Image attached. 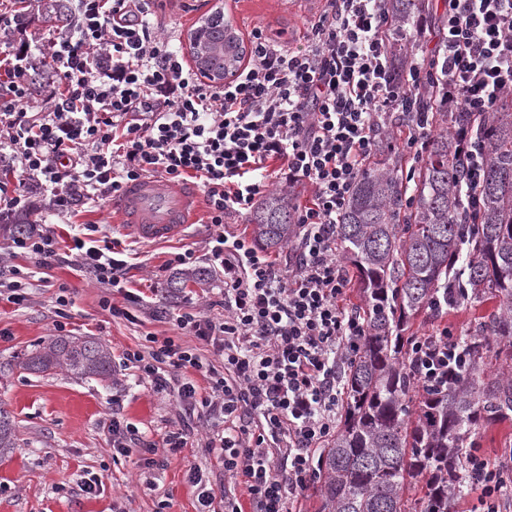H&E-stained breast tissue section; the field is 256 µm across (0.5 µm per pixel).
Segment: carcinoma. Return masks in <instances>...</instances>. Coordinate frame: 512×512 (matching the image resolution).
<instances>
[{
  "label": "carcinoma",
  "mask_w": 512,
  "mask_h": 512,
  "mask_svg": "<svg viewBox=\"0 0 512 512\" xmlns=\"http://www.w3.org/2000/svg\"><path fill=\"white\" fill-rule=\"evenodd\" d=\"M396 29L407 33L429 12L427 0H384ZM68 0H51L48 20L66 23ZM204 50L196 66L215 76L237 69L247 49L219 13L191 34ZM431 123L464 127L484 148L475 223L463 215L461 154L454 134L429 140L419 168L404 178L400 156L379 158L353 186L336 225L341 259L354 270L365 321L343 376L336 434L323 449L313 483L317 512H454L473 479L467 466L477 436L512 418V94L492 112H450L434 102ZM293 194H265L250 215L255 238L278 249L294 236ZM14 236L36 231L27 208L0 213ZM498 300L496 310L462 336L466 368L448 386L414 381L412 320L449 308ZM501 362L487 371L489 359ZM32 373L64 369L81 378H112L111 348L92 338L51 336L24 355ZM16 447L11 414L0 406V455ZM416 484L423 495L406 498Z\"/></svg>",
  "instance_id": "obj_1"
}]
</instances>
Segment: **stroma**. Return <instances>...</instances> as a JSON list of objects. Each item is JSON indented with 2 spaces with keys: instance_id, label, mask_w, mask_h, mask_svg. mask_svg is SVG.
Listing matches in <instances>:
<instances>
[{
  "instance_id": "35a3bbf8",
  "label": "stroma",
  "mask_w": 512,
  "mask_h": 512,
  "mask_svg": "<svg viewBox=\"0 0 512 512\" xmlns=\"http://www.w3.org/2000/svg\"><path fill=\"white\" fill-rule=\"evenodd\" d=\"M199 2L163 0L158 5V19L176 47H185L197 27ZM222 2L225 16L241 33L260 25L294 46L304 45L306 20L324 7V0ZM45 6L46 0H0L1 10L26 15L23 28L0 33V42L30 45L34 59H41L44 49L65 32L64 27L44 21ZM27 207L31 221L51 226L61 246L76 238L89 247L101 248L114 239L132 246L137 266L131 287L144 293L156 289L158 305L196 300L205 290L221 286L212 276L176 291L170 288L181 272L173 263L175 255L189 247L203 253L211 233L208 224L199 222L179 238L145 244L121 230L106 202L66 215L55 210L49 196L37 193L30 195ZM9 237L8 230H0V261L20 269L29 300L22 305L0 300V403L13 416L17 435L13 453L0 458V512H158L164 502L169 503V512H194V489L187 477L193 466L200 467L214 490L230 486L216 452L206 446L218 418L203 411L186 415L174 396L155 393L122 362L123 351L138 348L145 333L176 336L173 324L152 320L135 305L129 306L132 320L112 317L100 306L103 289L71 266L61 264L36 277L35 260L11 256ZM62 290L72 305L71 317L60 331L54 300ZM496 307V300L488 299L448 311L433 322L415 321L413 331L426 337L445 327L472 330ZM60 332L107 343L112 349L111 380L82 379L59 369L35 374L17 367L18 356ZM116 401L122 418L135 425L143 438L155 440L182 430L188 435L186 448L177 452L159 448L150 454L135 447L128 455L113 456L107 424ZM92 476L101 486L98 493L87 496L79 486Z\"/></svg>"
}]
</instances>
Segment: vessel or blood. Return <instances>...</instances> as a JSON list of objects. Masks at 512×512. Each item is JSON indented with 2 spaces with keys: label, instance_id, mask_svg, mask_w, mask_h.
I'll list each match as a JSON object with an SVG mask.
<instances>
[{
  "label": "vessel or blood",
  "instance_id": "vessel-or-blood-1",
  "mask_svg": "<svg viewBox=\"0 0 512 512\" xmlns=\"http://www.w3.org/2000/svg\"><path fill=\"white\" fill-rule=\"evenodd\" d=\"M202 199L192 179L147 175L126 183L113 196L115 221L145 243L178 237L197 220Z\"/></svg>",
  "mask_w": 512,
  "mask_h": 512
}]
</instances>
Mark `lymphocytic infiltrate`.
I'll return each instance as SVG.
<instances>
[{"label":"lymphocytic infiltrate","mask_w":512,"mask_h":512,"mask_svg":"<svg viewBox=\"0 0 512 512\" xmlns=\"http://www.w3.org/2000/svg\"><path fill=\"white\" fill-rule=\"evenodd\" d=\"M440 69L423 71L420 37L405 38L398 68L388 46L393 21L382 0H326L306 21L307 46L292 49L249 33L247 65L214 86L185 68L152 20L153 0H76L71 33L46 56L48 106L27 111L28 47L0 52V91L15 102L0 113V154L15 189L0 181L13 209L29 189L49 193L58 212L112 198L143 175L191 177L200 184L214 231L204 259L222 274L214 318L183 307L157 308L126 288L131 269L117 242L76 241L77 271L106 288L101 300L125 318L111 293L172 322L177 337L145 336L123 353L126 365L158 393L176 388L186 414L198 408L224 422L206 445L225 474L240 479L247 503L227 512H294L313 478L314 458L336 432L347 356L365 333L344 305L348 277L336 259V225L355 181L378 147L383 121L409 116L401 149L421 161L433 127L421 101L443 89L452 112H489L512 92V0H442ZM468 207H475L483 153L457 130ZM310 185L294 209L292 257L278 263L245 235L226 232L227 216L250 210L270 179ZM12 249L42 268L63 261L52 230L13 238ZM193 337L190 345L178 336ZM212 348L221 366L204 362ZM462 360L456 334L420 338L412 361L421 388L447 385ZM192 368L205 377L200 394ZM483 512L512 501V448L498 464L472 455Z\"/></svg>","instance_id":"1"}]
</instances>
